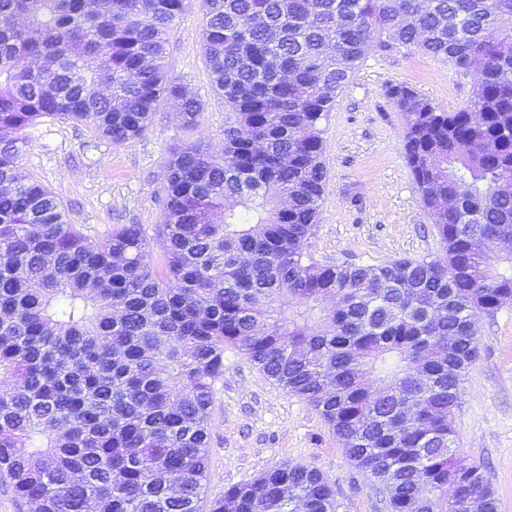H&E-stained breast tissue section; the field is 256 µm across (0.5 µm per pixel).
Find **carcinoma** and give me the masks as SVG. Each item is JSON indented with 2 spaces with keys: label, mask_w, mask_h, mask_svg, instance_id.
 Here are the masks:
<instances>
[{
  "label": "carcinoma",
  "mask_w": 512,
  "mask_h": 512,
  "mask_svg": "<svg viewBox=\"0 0 512 512\" xmlns=\"http://www.w3.org/2000/svg\"><path fill=\"white\" fill-rule=\"evenodd\" d=\"M201 3L224 142L169 158L157 268L142 225L95 239L69 224L14 134L54 117L120 145L163 98L195 124L200 99L165 65L189 0H0V478L38 512H203L227 344L320 413L390 512H498L456 458L454 415L476 317L512 298V256L496 253L512 237V0ZM374 46L474 78L455 112L388 88L445 257L322 266L305 253L320 124ZM290 491L333 512L319 471L287 463L209 512H291Z\"/></svg>",
  "instance_id": "cac0c4a2"
}]
</instances>
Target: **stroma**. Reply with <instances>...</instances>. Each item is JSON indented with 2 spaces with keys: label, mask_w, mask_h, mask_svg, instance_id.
Returning a JSON list of instances; mask_svg holds the SVG:
<instances>
[{
  "label": "stroma",
  "mask_w": 512,
  "mask_h": 512,
  "mask_svg": "<svg viewBox=\"0 0 512 512\" xmlns=\"http://www.w3.org/2000/svg\"><path fill=\"white\" fill-rule=\"evenodd\" d=\"M203 27L199 5L189 6L167 46L170 76L204 104L196 125H184L174 103L163 99L151 128L120 145L87 125L52 118L18 134L23 172L56 195L70 224L93 238L142 225L156 265L163 262L157 230L170 155L188 143L203 140L215 149L224 140V101L211 88ZM398 83L451 112L467 105L474 90L471 76L417 49L368 52L322 124L328 179L305 245L317 263L383 266L443 255L435 217L404 158V116L387 95ZM476 322L478 355L455 413L457 454L483 471L500 512H512V302L478 314ZM285 462L322 473L334 512H389L378 485L347 458L319 412L225 347L211 411L208 498Z\"/></svg>",
  "instance_id": "stroma-1"
}]
</instances>
